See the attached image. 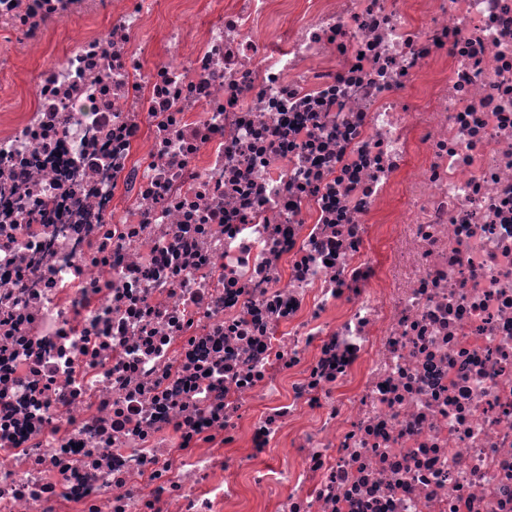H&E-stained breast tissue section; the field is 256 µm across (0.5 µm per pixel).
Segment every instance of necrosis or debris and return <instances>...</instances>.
<instances>
[{
	"instance_id": "4bbe7bcc",
	"label": "necrosis or debris",
	"mask_w": 512,
	"mask_h": 512,
	"mask_svg": "<svg viewBox=\"0 0 512 512\" xmlns=\"http://www.w3.org/2000/svg\"><path fill=\"white\" fill-rule=\"evenodd\" d=\"M0 512H512V0H0Z\"/></svg>"
}]
</instances>
